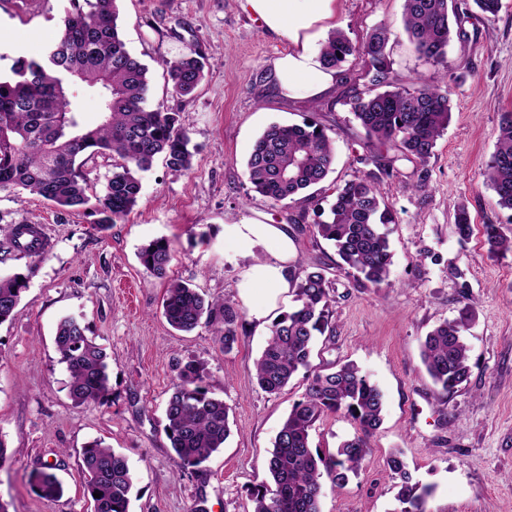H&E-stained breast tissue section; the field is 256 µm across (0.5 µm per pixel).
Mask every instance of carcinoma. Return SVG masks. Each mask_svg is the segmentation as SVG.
I'll use <instances>...</instances> for the list:
<instances>
[{"mask_svg": "<svg viewBox=\"0 0 512 512\" xmlns=\"http://www.w3.org/2000/svg\"><path fill=\"white\" fill-rule=\"evenodd\" d=\"M119 0H69L60 16V37L36 57H20L10 73L0 75V192L23 190L62 210L83 209L106 230L127 216L141 193L140 174L162 155L166 165L191 169L190 137L178 114L148 103L150 69L127 48L119 25ZM458 17L455 0H404L402 25L419 56L444 65L435 80L419 79L408 88L393 85L387 50L390 31L378 26L355 45L340 30L331 31L322 45L323 65L338 69L347 58H368L364 88L350 99L354 118L370 141L394 155L369 153L359 158L368 166L363 175L336 188L328 220L312 225V234L329 242L342 265L355 271L356 281L375 288L389 281L391 253L384 226L391 223L380 210V184L402 176L396 162L413 164L409 186L423 192L431 177L430 159L451 120V88L447 48L452 39L451 18ZM205 55L189 48L165 63L168 82L181 96L195 92L203 79ZM80 81L98 91L100 112L94 124L83 120L71 86ZM120 159L101 194L89 193L84 167L98 155ZM335 162V147L315 122L301 125L273 123L257 138L246 162L255 192L275 204L322 183ZM484 183L496 204L512 212V112L502 114L495 150L484 172ZM460 243L473 234L468 207L455 214ZM0 255L40 258L47 239L27 222L0 230ZM491 254L512 252V237L497 224L484 225ZM144 267L158 278L167 277L172 244L151 241L139 251ZM28 276L0 275V324L17 314ZM296 282L293 304L272 323L256 360L258 386L276 394L300 371L308 372L301 398L294 403L277 433L265 462L264 478L253 486L252 512H321L326 491L343 488L358 474L371 452L370 438L383 421L380 389L353 362L329 363L311 370L316 340L332 332L331 281L317 267ZM163 316L178 331L190 332L202 323L218 325L224 351L238 341L240 314L228 299L207 300L189 284L172 281L162 304ZM471 321V305L457 317L436 325L422 343L421 358L428 375L444 394L456 391L470 375L469 348L464 341ZM55 343L69 373L68 394L77 404L99 403L109 391V356L86 335L82 321L62 318ZM343 415L356 427L354 436L336 451L321 454L310 446V432L328 415ZM165 431L180 470L195 467L224 447L231 434L229 407L205 382L203 369L192 361L177 366L176 383L166 404ZM399 479V512H427L433 488L415 481L395 450L386 459ZM79 466L85 474L93 512H128L133 474L128 459L95 440L82 449ZM31 481L38 494L54 500L62 496L57 476L35 470Z\"/></svg>", "mask_w": 512, "mask_h": 512, "instance_id": "obj_1", "label": "carcinoma"}]
</instances>
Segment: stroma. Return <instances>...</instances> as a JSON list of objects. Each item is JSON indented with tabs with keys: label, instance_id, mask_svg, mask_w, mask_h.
I'll use <instances>...</instances> for the list:
<instances>
[{
	"label": "stroma",
	"instance_id": "35a3bbf8",
	"mask_svg": "<svg viewBox=\"0 0 512 512\" xmlns=\"http://www.w3.org/2000/svg\"><path fill=\"white\" fill-rule=\"evenodd\" d=\"M68 0H0V73L19 57L40 53L60 36ZM402 0H339L335 25L353 43L377 26L390 29L388 51L396 86L433 78L442 68L420 57L401 23ZM123 38L151 72L149 102L178 113L195 148L192 168L176 172L156 159L142 174L138 204L101 231L83 211H62L26 193H0V226L37 222L50 242L40 261L12 257L0 274L28 273L19 312L0 324V502L8 512H91L78 454L101 440L125 455L134 475L129 512H251V486L263 477L272 442L306 380L297 375L280 393L263 391L254 362L267 339L239 296L243 271L268 257L265 246L242 251L224 227L251 219L283 225L297 250V269L323 266L333 287L332 336L318 339L313 364L355 362L384 394V421L359 476L321 500L322 512H398L399 480L386 465L398 448L414 478L432 486L429 512H512V253L491 255L483 227L512 235V212L500 209L483 184L500 115L512 111V0L494 22L463 19L447 54L460 79L452 86V116L429 162L431 178L417 193L399 179L384 182L391 276L378 288L357 286L337 268L332 246L312 235L325 219L336 187L362 175L360 155L376 150L348 99L364 69L360 57L339 70L336 87L316 102L275 91L272 62L289 46L267 32L241 0H120ZM199 48L205 77L193 95H177L164 64ZM312 120L336 148L327 180L289 205L255 193L245 163L269 124ZM466 204L473 235L459 243L454 214ZM173 246L167 279L152 275L138 253L150 241ZM465 273L466 290L448 274ZM192 284L206 298L230 299L240 313L239 340L225 351L214 327L172 329L162 314L168 279ZM469 298L465 337L470 377L441 394L421 361L434 326L455 318ZM73 315L110 357L109 392L99 404L73 402L68 372L55 344L59 320ZM205 368L210 389L229 408L231 434L223 449L178 473L165 432V409L176 366ZM64 486L62 497L38 495L29 476L43 465Z\"/></svg>",
	"mask_w": 512,
	"mask_h": 512
}]
</instances>
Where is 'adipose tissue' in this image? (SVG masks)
<instances>
[{"label": "adipose tissue", "mask_w": 512, "mask_h": 512, "mask_svg": "<svg viewBox=\"0 0 512 512\" xmlns=\"http://www.w3.org/2000/svg\"><path fill=\"white\" fill-rule=\"evenodd\" d=\"M339 0H245L244 6L265 29L287 42L289 51L272 63V76L280 96L288 99L320 100L334 88L339 75L323 66L318 40L330 27ZM224 236L242 250L262 243L269 258L247 267L239 286L241 299L252 318L265 323L269 314L288 299L292 283L288 269L297 250L292 238L278 224L253 220L228 224Z\"/></svg>", "instance_id": "adipose-tissue-1"}]
</instances>
